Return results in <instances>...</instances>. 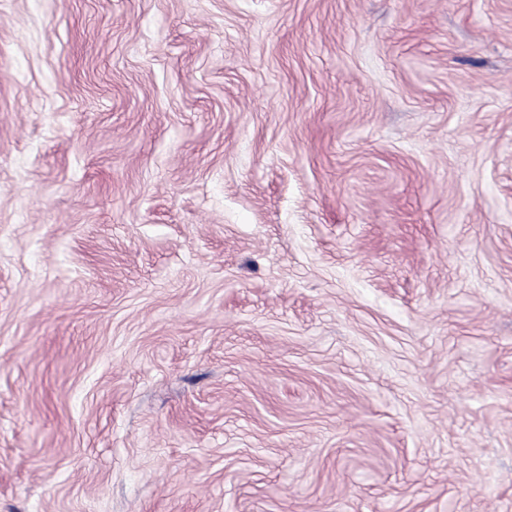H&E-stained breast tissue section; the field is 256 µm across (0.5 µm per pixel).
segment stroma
<instances>
[{"label":"stroma","instance_id":"obj_1","mask_svg":"<svg viewBox=\"0 0 512 512\" xmlns=\"http://www.w3.org/2000/svg\"><path fill=\"white\" fill-rule=\"evenodd\" d=\"M0 512H512V0H0Z\"/></svg>","mask_w":512,"mask_h":512}]
</instances>
